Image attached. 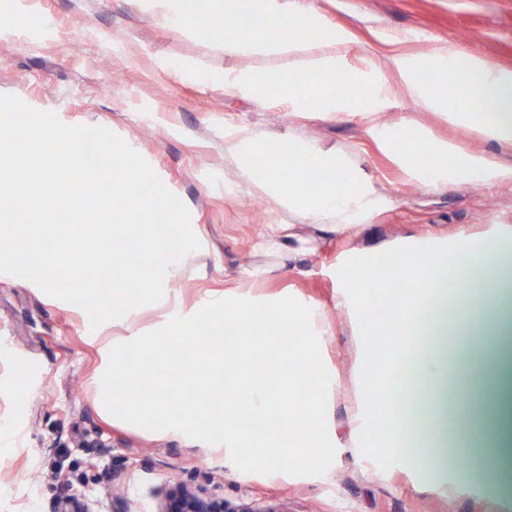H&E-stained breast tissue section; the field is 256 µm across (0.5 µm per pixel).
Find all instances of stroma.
Listing matches in <instances>:
<instances>
[{
  "label": "stroma",
  "mask_w": 512,
  "mask_h": 512,
  "mask_svg": "<svg viewBox=\"0 0 512 512\" xmlns=\"http://www.w3.org/2000/svg\"><path fill=\"white\" fill-rule=\"evenodd\" d=\"M296 3L322 8L331 24L352 30L348 60L359 68L396 40L411 51L450 41L512 67V0ZM18 13L35 23L0 30V93L55 113L70 126L110 129L181 199L201 244L185 258L177 286L185 308L223 298L226 281L250 274L257 295L291 296L323 310L330 326L319 339L330 375L327 428L338 448L321 477L248 474L235 468L227 451L113 419L99 396L101 339L126 335L131 327L158 329L167 308L141 307L130 320L94 329L79 307L0 273V512H54L71 497L85 512H157L175 483L233 504H279L285 512H512V359L479 392L452 379L434 404L410 395L413 413L401 437L407 446L437 438L454 446L487 409L498 412L488 421L489 476L468 484L459 468L440 461L421 472L352 447L351 415L370 387L355 367L377 348L370 318L336 307L339 267L363 259L369 247L449 240L462 227L475 233L491 224L512 227V186L430 189L409 181L368 134L370 122L413 118L463 150H483L509 165L512 146L466 135L408 103L370 121L359 115L325 120L298 117L284 95L268 103L241 98L209 80L228 68L223 54L139 12L135 0H0V19ZM161 58L196 59L199 72L190 77L161 69ZM230 127L274 138L289 134L342 151L391 204L357 230L301 227L313 250L284 261L263 245L272 225L292 218L240 183L224 154Z\"/></svg>",
  "instance_id": "stroma-1"
}]
</instances>
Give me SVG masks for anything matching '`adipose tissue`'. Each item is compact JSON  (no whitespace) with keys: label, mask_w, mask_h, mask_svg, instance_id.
<instances>
[{"label":"adipose tissue","mask_w":512,"mask_h":512,"mask_svg":"<svg viewBox=\"0 0 512 512\" xmlns=\"http://www.w3.org/2000/svg\"><path fill=\"white\" fill-rule=\"evenodd\" d=\"M137 4L174 31L197 38L208 34L201 26L202 15L251 16L252 24L226 29L216 44L234 62L216 80L238 96L268 102L284 91L297 115L330 119L410 102L482 140L512 145V68L453 44L422 52L395 47L359 70L347 60L352 32L328 24L317 9L287 10L278 0H137ZM280 57L292 59L295 69L261 72L245 65L249 59ZM339 83L347 87V94L336 93ZM442 83L455 85L460 99L451 102L440 96L436 88ZM474 100L485 106L483 121L473 117ZM371 133L409 177L428 187L512 186V166L485 152L462 150L420 123L401 119L372 126ZM224 153L235 161L241 181L312 224L357 229L389 202L361 166L343 154L324 152L295 138L289 139L283 153L270 139L237 127L225 132ZM341 280L345 290L337 296V309L360 314L385 304L382 333L391 341L450 332L461 336L473 314L494 309L503 292L512 293V230L476 236L463 228L452 246L421 245L411 251L406 264L372 261L348 267L342 269ZM399 370L405 386L429 392L448 380L443 346L402 355ZM353 420L357 447L400 455L396 439L403 421L392 403L381 402L375 394L364 395Z\"/></svg>","instance_id":"adipose-tissue-1"}]
</instances>
